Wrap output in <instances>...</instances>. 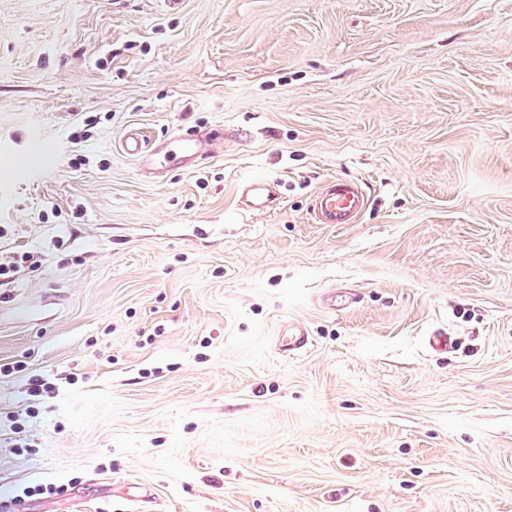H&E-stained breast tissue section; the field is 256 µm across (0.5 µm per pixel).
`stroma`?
<instances>
[{
    "mask_svg": "<svg viewBox=\"0 0 512 512\" xmlns=\"http://www.w3.org/2000/svg\"><path fill=\"white\" fill-rule=\"evenodd\" d=\"M191 131L218 138L190 169L122 151ZM34 138L54 166L17 179ZM339 178L365 210L314 223ZM22 254L17 512H512V0H0V260ZM252 192L254 201L248 200V208L252 211H270L276 206L278 194L272 184L265 177L254 178L249 181L248 194Z\"/></svg>",
    "mask_w": 512,
    "mask_h": 512,
    "instance_id": "stroma-1",
    "label": "stroma"
}]
</instances>
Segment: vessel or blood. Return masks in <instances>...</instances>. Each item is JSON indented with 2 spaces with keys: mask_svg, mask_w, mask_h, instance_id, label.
I'll return each mask as SVG.
<instances>
[{
  "mask_svg": "<svg viewBox=\"0 0 512 512\" xmlns=\"http://www.w3.org/2000/svg\"><path fill=\"white\" fill-rule=\"evenodd\" d=\"M212 140L193 134H176L160 143H149L138 136L128 137L123 150L137 163L139 169L161 175L170 166L191 168L212 152ZM253 199L248 207L253 211H268L275 207L278 195L273 184L264 177L250 180ZM367 199L359 183L352 180L328 182L315 196L311 213L318 224H353L365 209Z\"/></svg>",
  "mask_w": 512,
  "mask_h": 512,
  "instance_id": "b4317fda",
  "label": "vessel or blood"
}]
</instances>
